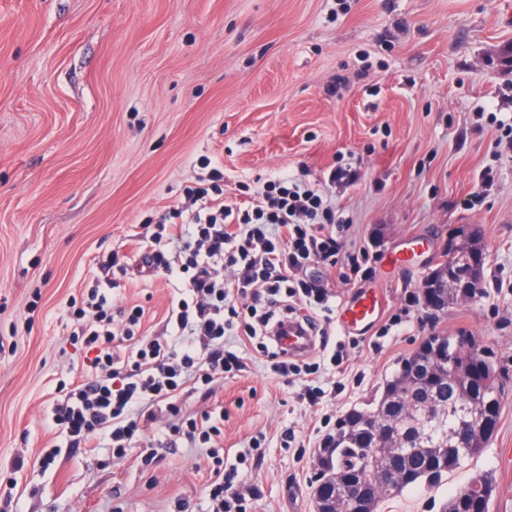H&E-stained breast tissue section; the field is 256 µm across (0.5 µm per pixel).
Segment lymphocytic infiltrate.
<instances>
[{
  "label": "lymphocytic infiltrate",
  "instance_id": "f902f5d3",
  "mask_svg": "<svg viewBox=\"0 0 512 512\" xmlns=\"http://www.w3.org/2000/svg\"><path fill=\"white\" fill-rule=\"evenodd\" d=\"M201 165L206 175L186 189L190 220H183L182 209L173 210L155 225L142 255L150 272L179 288L166 318L169 339L142 332L141 307L113 309L112 292L128 265L108 255L99 266L115 270L116 278L93 281L70 312V341L91 353L92 372L61 387L51 421L67 447L99 440L123 458L140 444L157 411L165 410L172 419L167 447L188 442L209 451L214 512H240L238 473L225 469L212 444L222 433L223 412L189 411L181 395L188 387L210 390L215 372L245 370L243 359L226 350L225 337L272 338L287 325L293 300L328 311L327 292L300 276L310 261L338 265L341 279L348 281L362 273L369 253L341 252L332 230L343 221L315 186L285 174L270 177L243 208L217 198L224 180L220 161L207 157ZM228 267L237 273L229 284Z\"/></svg>",
  "mask_w": 512,
  "mask_h": 512
}]
</instances>
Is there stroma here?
Here are the masks:
<instances>
[{
    "instance_id": "obj_1",
    "label": "stroma",
    "mask_w": 512,
    "mask_h": 512,
    "mask_svg": "<svg viewBox=\"0 0 512 512\" xmlns=\"http://www.w3.org/2000/svg\"><path fill=\"white\" fill-rule=\"evenodd\" d=\"M512 0H0V496L16 512H209L211 461L162 449L151 465L106 446H59L48 422L61 381L88 371L69 342L70 303L113 252L139 262L136 236L181 204L202 157L224 165V201L241 182L307 174L370 255L359 281L311 263L333 304L360 286L384 311L346 343L326 324L306 362L323 394L272 375L259 347L226 337L245 371L187 408L224 409V465L246 512H313L312 461L330 423L379 395L429 334L469 332L507 380L497 430L440 485L419 484L378 512H442L473 476L495 487L489 512H512ZM352 183L323 177L339 163ZM495 178L475 198L477 177ZM477 231L482 290L428 311L422 282L445 259L450 229ZM175 294L133 275L115 307L144 310L165 333ZM21 471H13L15 458Z\"/></svg>"
}]
</instances>
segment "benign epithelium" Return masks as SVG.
<instances>
[{"mask_svg":"<svg viewBox=\"0 0 512 512\" xmlns=\"http://www.w3.org/2000/svg\"><path fill=\"white\" fill-rule=\"evenodd\" d=\"M462 233L457 227L448 234L447 259L430 272L423 284L424 304L434 310L448 307V288H453L457 296L470 298L482 288L483 269L481 266L456 267L455 240ZM434 350L441 353L438 361L428 365L419 356H410L400 366V375L395 381L390 398L394 402L415 400L422 379H431L445 371H454L455 349L460 345L478 348L477 342L467 333L448 338L440 335L429 336ZM482 371L474 373L476 380L488 374L495 378L492 393L502 397L504 388L501 374L494 368L492 355L479 348ZM389 407L382 408L379 416L367 415L363 419L359 434L361 444L358 452L367 458L387 459L384 476L375 495L369 493L363 480L354 472L343 468L332 469L325 464V456L337 451L338 441L351 434V425L346 417L336 420L334 434L324 439L322 448L316 451L314 464V512H377L379 503L401 493L407 482L406 472L399 466L405 456L397 451L400 436L397 422L390 415ZM479 428L486 434L495 432V426L482 408L472 411L467 403L459 406V412L451 429V442L455 448H465L471 429Z\"/></svg>","mask_w":512,"mask_h":512,"instance_id":"7a95c632","label":"benign epithelium"}]
</instances>
